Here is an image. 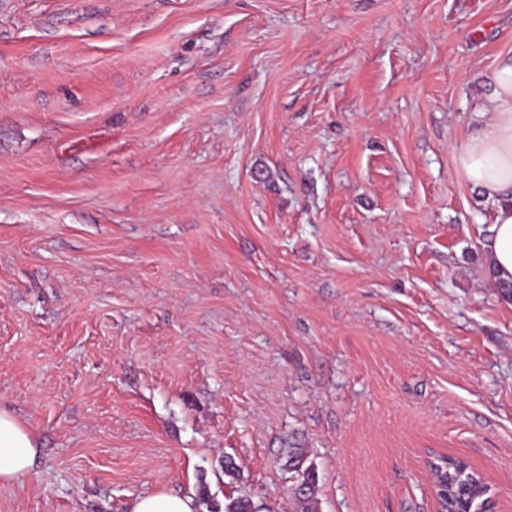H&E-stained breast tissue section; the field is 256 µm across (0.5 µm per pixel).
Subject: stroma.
I'll list each match as a JSON object with an SVG mask.
<instances>
[{
	"mask_svg": "<svg viewBox=\"0 0 512 512\" xmlns=\"http://www.w3.org/2000/svg\"><path fill=\"white\" fill-rule=\"evenodd\" d=\"M512 0H0V512H512V302L456 173ZM239 472L224 474L225 460ZM40 452L37 438L18 417L0 411V482L27 475ZM304 458L305 451L301 448H296L288 457V470L297 473V480L291 487V494L296 512H314L318 475L313 467H303ZM438 496L448 511L493 512V500L484 477L466 460L448 456L443 472L437 475ZM447 511V512H448ZM132 512H196V507L191 497L163 490L138 498Z\"/></svg>",
	"mask_w": 512,
	"mask_h": 512,
	"instance_id": "1",
	"label": "stroma"
}]
</instances>
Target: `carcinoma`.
I'll return each instance as SVG.
<instances>
[{
  "instance_id": "1",
  "label": "carcinoma",
  "mask_w": 512,
  "mask_h": 512,
  "mask_svg": "<svg viewBox=\"0 0 512 512\" xmlns=\"http://www.w3.org/2000/svg\"><path fill=\"white\" fill-rule=\"evenodd\" d=\"M305 451L297 448L289 455L288 469L297 473L291 487L296 512H314L318 475L311 466H303ZM438 496L448 503L450 512H493V500L484 477L466 460L448 457V464L438 476ZM224 512H260L254 502L240 496L224 504Z\"/></svg>"
}]
</instances>
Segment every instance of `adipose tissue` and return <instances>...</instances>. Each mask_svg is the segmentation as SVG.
I'll return each instance as SVG.
<instances>
[{"label": "adipose tissue", "instance_id": "1", "mask_svg": "<svg viewBox=\"0 0 512 512\" xmlns=\"http://www.w3.org/2000/svg\"><path fill=\"white\" fill-rule=\"evenodd\" d=\"M488 120L471 132L457 154L461 177L495 206L484 251L489 285L512 283V55L499 59L487 76ZM40 452L37 438L18 417L0 411V482L27 475Z\"/></svg>", "mask_w": 512, "mask_h": 512}]
</instances>
